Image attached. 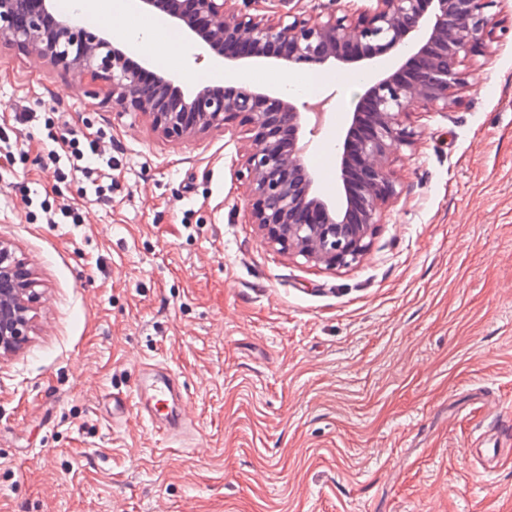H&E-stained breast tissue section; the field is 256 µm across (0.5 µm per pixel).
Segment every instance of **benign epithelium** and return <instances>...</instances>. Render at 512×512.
Segmentation results:
<instances>
[{
  "mask_svg": "<svg viewBox=\"0 0 512 512\" xmlns=\"http://www.w3.org/2000/svg\"><path fill=\"white\" fill-rule=\"evenodd\" d=\"M237 0H139L197 50L195 59L244 64L274 60L334 66L348 72L398 47L403 52L362 83L334 156L339 201L316 190L317 172L301 135H314L326 101L298 102L258 87L200 85L186 94L166 72L130 64L129 47L106 28L89 29L79 15H60L54 0H0V40L50 60L83 78L107 84L122 112L151 119L171 140L192 138L239 122L250 150L244 178L251 223L280 250L328 267L350 266L368 251L384 208L397 195L389 174L393 150L415 145L409 122L422 106L446 112L464 86L460 67L486 42L512 30L490 24L495 0H373L342 16L312 21L293 15L289 0L278 16L250 14ZM27 265L0 241V357L19 351L36 299Z\"/></svg>",
  "mask_w": 512,
  "mask_h": 512,
  "instance_id": "obj_1",
  "label": "benign epithelium"
}]
</instances>
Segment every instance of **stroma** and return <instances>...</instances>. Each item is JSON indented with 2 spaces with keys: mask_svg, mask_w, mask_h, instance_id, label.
<instances>
[{
  "mask_svg": "<svg viewBox=\"0 0 512 512\" xmlns=\"http://www.w3.org/2000/svg\"><path fill=\"white\" fill-rule=\"evenodd\" d=\"M464 70L334 269L251 224L243 132L167 140L1 42L0 241L39 298L0 358V512H512V457L475 451L512 436V32ZM336 76L316 154L357 103ZM68 129L111 156L104 198ZM147 366L176 375L184 435L148 421Z\"/></svg>",
  "mask_w": 512,
  "mask_h": 512,
  "instance_id": "obj_1",
  "label": "stroma"
}]
</instances>
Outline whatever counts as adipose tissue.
Masks as SVG:
<instances>
[{
	"label": "adipose tissue",
	"mask_w": 512,
	"mask_h": 512,
	"mask_svg": "<svg viewBox=\"0 0 512 512\" xmlns=\"http://www.w3.org/2000/svg\"><path fill=\"white\" fill-rule=\"evenodd\" d=\"M74 6L90 22L101 20L104 14H111L113 37L124 41L132 49L153 48L163 61L181 58L187 51L183 42L162 41L160 35L166 29L164 22L134 12L128 0H112V7L108 10L104 9L102 0H75Z\"/></svg>",
	"instance_id": "adipose-tissue-1"
}]
</instances>
